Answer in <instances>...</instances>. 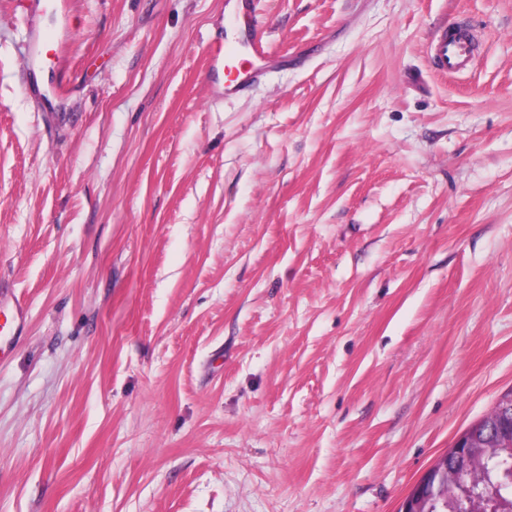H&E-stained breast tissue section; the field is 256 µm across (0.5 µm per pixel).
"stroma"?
<instances>
[{"instance_id": "obj_1", "label": "stroma", "mask_w": 512, "mask_h": 512, "mask_svg": "<svg viewBox=\"0 0 512 512\" xmlns=\"http://www.w3.org/2000/svg\"><path fill=\"white\" fill-rule=\"evenodd\" d=\"M0 0V512H397L512 389V0ZM448 23L478 37L454 78ZM25 308L16 313L12 304ZM450 30L448 26L443 27L431 41L433 65L445 77L463 72L475 61L474 48L468 38L449 37ZM236 44L233 42L224 43L222 48L211 47L209 58V72L213 79L214 96L224 95V98L234 95L240 86L247 81L258 80L263 71L259 64H264L270 58L267 41L263 34H253L250 40L243 45L244 52L251 57L252 66L242 68L235 66L233 70L230 60L236 55Z\"/></svg>"}]
</instances>
